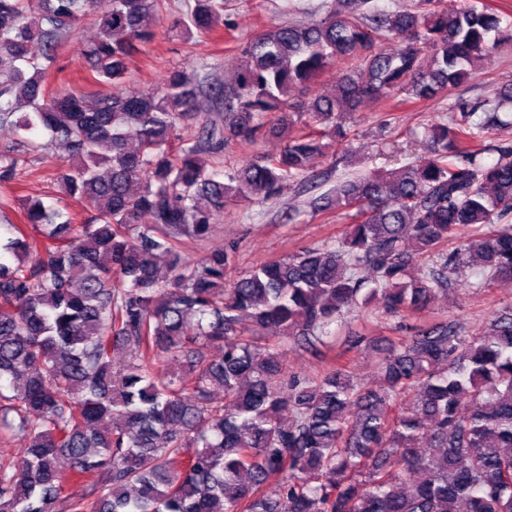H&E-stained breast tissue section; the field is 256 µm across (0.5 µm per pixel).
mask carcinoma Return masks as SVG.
<instances>
[{"label": "carcinoma", "instance_id": "carcinoma-1", "mask_svg": "<svg viewBox=\"0 0 512 512\" xmlns=\"http://www.w3.org/2000/svg\"><path fill=\"white\" fill-rule=\"evenodd\" d=\"M439 2L387 12L375 0H331L314 25L278 24L246 41L230 87L182 68L134 91L127 62L157 36L149 20L161 0H0V127L15 135L0 147V182L44 135L67 154L62 194L91 206L76 224L56 203L26 201L24 223L0 224V433L28 439L21 463L0 458V512H54L69 482L85 487L69 512H512V312L481 336L443 322L412 328L378 363L375 386L282 363L288 339L319 353L356 306L425 310L475 258L512 279V228L460 233L512 212V145L482 162L477 108L455 100L451 123L425 130L430 155L314 201L319 212L356 210L336 245L231 281L232 251L185 262L177 253L185 239H208L231 200L268 199L303 176L343 135L339 113L366 99L449 96L474 62L512 42L495 10L464 0L450 15ZM224 6L184 0L180 33L211 36ZM95 14L85 55L109 91L47 92L62 40ZM379 40L400 47L384 53ZM357 48L367 77L350 71L331 92L315 88ZM296 90L307 97L293 100ZM211 94L224 105L220 125L198 112ZM192 118L198 131L185 139L177 131ZM269 125L285 138L274 156L227 174L202 158L227 132L252 144ZM452 238V250L439 249ZM31 253L40 259H21ZM421 255L432 266L410 273ZM161 357L186 370L159 369Z\"/></svg>", "mask_w": 512, "mask_h": 512}]
</instances>
